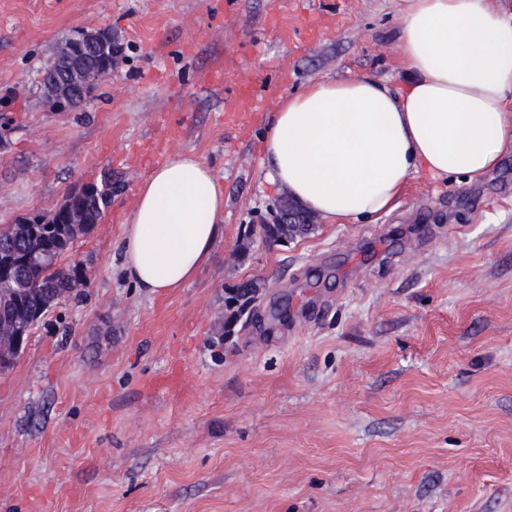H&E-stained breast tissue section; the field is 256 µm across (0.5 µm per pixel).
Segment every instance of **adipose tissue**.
Masks as SVG:
<instances>
[{
    "instance_id": "ef3b65f1",
    "label": "adipose tissue",
    "mask_w": 512,
    "mask_h": 512,
    "mask_svg": "<svg viewBox=\"0 0 512 512\" xmlns=\"http://www.w3.org/2000/svg\"><path fill=\"white\" fill-rule=\"evenodd\" d=\"M400 93L367 77L281 98L262 135L267 180L332 224L390 212L419 172L476 182L512 146V15L489 0H405ZM224 233V191L192 154L139 186L121 239L122 274L182 287Z\"/></svg>"
}]
</instances>
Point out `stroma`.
I'll list each match as a JSON object with an SVG mask.
<instances>
[{
    "mask_svg": "<svg viewBox=\"0 0 512 512\" xmlns=\"http://www.w3.org/2000/svg\"><path fill=\"white\" fill-rule=\"evenodd\" d=\"M404 0H0V225L104 172L60 266L89 286L0 373V512H512V151L477 183L411 178L373 222L279 242L258 99L320 80L404 86ZM110 29L124 59L82 110L39 71ZM219 69L222 85L205 84ZM175 138L162 137L164 127ZM179 152L224 189V235L163 295L121 273L136 192ZM253 284L231 314L225 300ZM232 329H225V321Z\"/></svg>",
    "mask_w": 512,
    "mask_h": 512,
    "instance_id": "stroma-1",
    "label": "stroma"
}]
</instances>
